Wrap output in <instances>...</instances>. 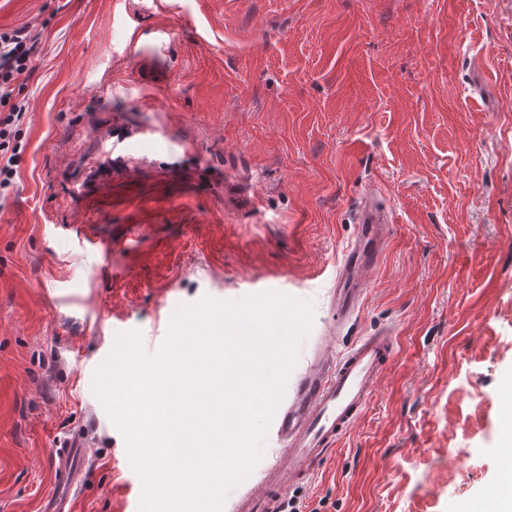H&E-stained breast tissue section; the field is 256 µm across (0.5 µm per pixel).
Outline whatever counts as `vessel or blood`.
<instances>
[{
	"label": "vessel or blood",
	"mask_w": 512,
	"mask_h": 512,
	"mask_svg": "<svg viewBox=\"0 0 512 512\" xmlns=\"http://www.w3.org/2000/svg\"><path fill=\"white\" fill-rule=\"evenodd\" d=\"M391 221L389 211L381 209L374 198L356 212L358 242L349 251L336 279V308L344 318L355 314L365 290L360 273L378 262L383 250L381 229ZM393 349L392 337L367 336L341 357H322L310 366L289 401L281 406L275 422L286 460L268 469L261 494L243 496L237 503V512H275L288 486L306 476L313 463L360 417ZM89 436L88 429L80 426L57 440L52 489L41 499L39 512H73L90 466Z\"/></svg>",
	"instance_id": "obj_1"
}]
</instances>
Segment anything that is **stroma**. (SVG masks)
Listing matches in <instances>:
<instances>
[{"label":"stroma","instance_id":"35a3bbf8","mask_svg":"<svg viewBox=\"0 0 512 512\" xmlns=\"http://www.w3.org/2000/svg\"><path fill=\"white\" fill-rule=\"evenodd\" d=\"M38 35L0 197V512H38L55 441L91 427L75 512H139L93 392L115 336L174 311L311 301L287 385L393 336L367 408L285 512H460L502 480L512 396V0H0ZM393 214L337 323L369 197ZM262 458L222 512L262 489Z\"/></svg>","mask_w":512,"mask_h":512}]
</instances>
